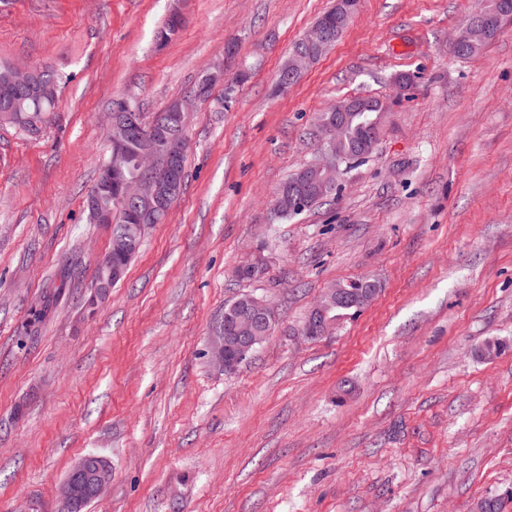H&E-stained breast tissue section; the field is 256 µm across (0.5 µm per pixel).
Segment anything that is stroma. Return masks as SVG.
I'll use <instances>...</instances> for the list:
<instances>
[{"instance_id": "obj_1", "label": "stroma", "mask_w": 512, "mask_h": 512, "mask_svg": "<svg viewBox=\"0 0 512 512\" xmlns=\"http://www.w3.org/2000/svg\"><path fill=\"white\" fill-rule=\"evenodd\" d=\"M479 3L361 0L278 94L282 60L335 0H0V63L68 77L38 135L0 124V512H55L89 452L112 483L87 512H476L512 491V20L456 57ZM232 39L247 81L230 108L220 87L195 103L180 197L84 318L111 245L85 211L106 112L122 96L164 109ZM357 95L388 105L376 153L323 204L272 219L321 113ZM247 262L260 278L237 276ZM356 278L380 285L360 315L299 335L327 287ZM242 294L278 323L227 375L209 329ZM489 340L505 346L491 361Z\"/></svg>"}]
</instances>
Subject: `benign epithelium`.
<instances>
[{"mask_svg":"<svg viewBox=\"0 0 512 512\" xmlns=\"http://www.w3.org/2000/svg\"><path fill=\"white\" fill-rule=\"evenodd\" d=\"M360 0H336V24L320 21L305 33L307 50L294 57V71L304 70L315 53L333 38L342 35L341 24L349 21L357 12ZM512 19V0H498V11L490 16L481 13L465 21L464 26L482 40H489L502 23ZM12 81L4 92L13 95L21 91H42L39 68L30 64L10 65ZM221 84L226 94L234 92L237 81L224 73V62L218 61L200 79L197 91L175 100L176 106L165 113L154 126L153 137L148 141L150 150L137 153L139 171L128 174L124 166L130 155L129 147L139 135L140 122L137 111L124 98L115 100L108 113L109 134L112 141L111 157L102 164L98 174V187L89 195L87 206L101 221L109 219L101 200L112 198L128 211L134 223L146 219L164 221L171 198L176 193L181 176V164L188 152V138L182 128L187 123L196 101L203 98L212 86ZM362 102L358 98L341 100L331 109L329 117L320 123L325 146L311 165L297 172L287 185L280 188L277 200L288 201L289 208L301 212L316 195H332L344 177L343 165H352L368 159L379 144L376 132H369L362 140V152L345 154L338 145L346 114L358 109ZM132 246L131 238L112 236V247L104 263L107 279L102 281L86 301L85 311L94 318L100 304L109 293L112 282L119 279L125 269ZM374 287L358 291L338 286L329 288L309 311L301 328L307 338H320L333 334L336 322L329 313L333 307H353L363 301H371L377 295ZM229 323L219 320L208 337V355L211 364L229 375L234 373L242 361L251 356L265 342L277 323V314L272 304L260 296H249L234 303L228 309ZM112 482V470L100 456L85 454L69 467L60 487L57 512H82L86 503L101 498Z\"/></svg>","mask_w":512,"mask_h":512,"instance_id":"1","label":"benign epithelium"}]
</instances>
